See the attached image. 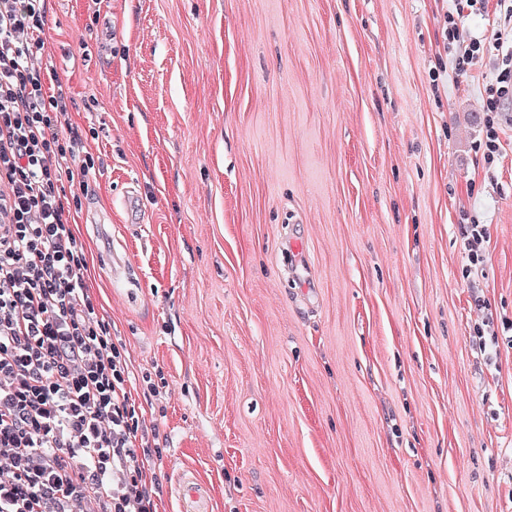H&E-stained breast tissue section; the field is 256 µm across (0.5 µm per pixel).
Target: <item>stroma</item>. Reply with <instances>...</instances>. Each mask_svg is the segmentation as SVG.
I'll list each match as a JSON object with an SVG mask.
<instances>
[{
	"label": "stroma",
	"instance_id": "35a3bbf8",
	"mask_svg": "<svg viewBox=\"0 0 512 512\" xmlns=\"http://www.w3.org/2000/svg\"><path fill=\"white\" fill-rule=\"evenodd\" d=\"M454 8L48 0L45 87L94 158L70 226L158 512L184 472L209 512H512V117L487 161L498 58L455 72ZM505 25L480 0L460 31ZM487 234L486 225L483 224H464L461 225V235L467 250V258L470 267H480L483 265L486 254L483 249V243Z\"/></svg>",
	"mask_w": 512,
	"mask_h": 512
}]
</instances>
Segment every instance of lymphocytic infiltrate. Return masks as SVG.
Segmentation results:
<instances>
[{
	"label": "lymphocytic infiltrate",
	"instance_id": "f902f5d3",
	"mask_svg": "<svg viewBox=\"0 0 512 512\" xmlns=\"http://www.w3.org/2000/svg\"><path fill=\"white\" fill-rule=\"evenodd\" d=\"M448 14L447 49L466 72L494 48L500 71L484 110L487 154L512 106V33L462 43L465 7ZM46 0H0V512H157L153 455L128 387L124 349L87 286L84 247L64 185L93 168L69 123L67 91L46 92L34 64Z\"/></svg>",
	"mask_w": 512,
	"mask_h": 512
}]
</instances>
